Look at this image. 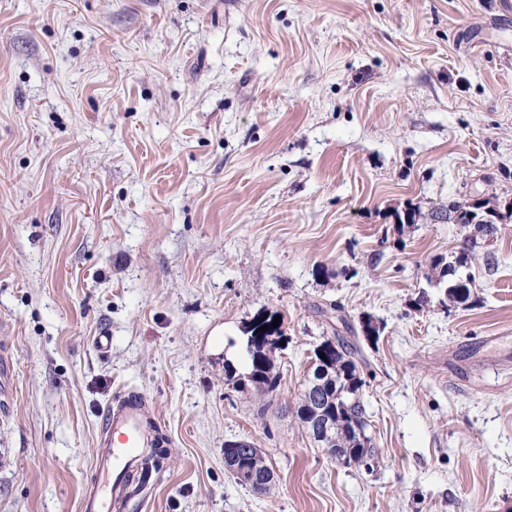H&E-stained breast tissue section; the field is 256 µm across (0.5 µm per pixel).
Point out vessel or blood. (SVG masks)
<instances>
[{"label": "vessel or blood", "mask_w": 512, "mask_h": 512, "mask_svg": "<svg viewBox=\"0 0 512 512\" xmlns=\"http://www.w3.org/2000/svg\"><path fill=\"white\" fill-rule=\"evenodd\" d=\"M145 411L132 401L108 407L102 416L95 480L82 499L81 512H112L113 497L127 499V512H143L144 500L125 477L140 470L143 451L150 441L144 430Z\"/></svg>", "instance_id": "obj_1"}]
</instances>
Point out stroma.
I'll return each mask as SVG.
<instances>
[{
	"instance_id": "stroma-1",
	"label": "stroma",
	"mask_w": 512,
	"mask_h": 512,
	"mask_svg": "<svg viewBox=\"0 0 512 512\" xmlns=\"http://www.w3.org/2000/svg\"><path fill=\"white\" fill-rule=\"evenodd\" d=\"M474 197L505 219L463 308ZM265 313L266 408L225 371ZM348 327L366 468L296 416ZM133 394L170 439L146 512H512V0H0V512H80ZM471 244V245H470ZM473 247H475V243L471 241V239H466V244L463 246L458 252H455V255L453 256L452 260H448V265L443 269L441 272V278L437 282V285L443 283L445 286V294L448 297V299L453 303L458 304H464L466 303L471 296V289L466 288V293L463 297L457 298L453 292L451 291V287H448V269L450 267L455 269L454 263L458 264V267L456 268V272L460 274V269L464 268L469 270L472 266V258H473ZM452 263V264H451ZM461 276H464L460 274ZM447 277V280L445 282L444 278Z\"/></svg>"
}]
</instances>
